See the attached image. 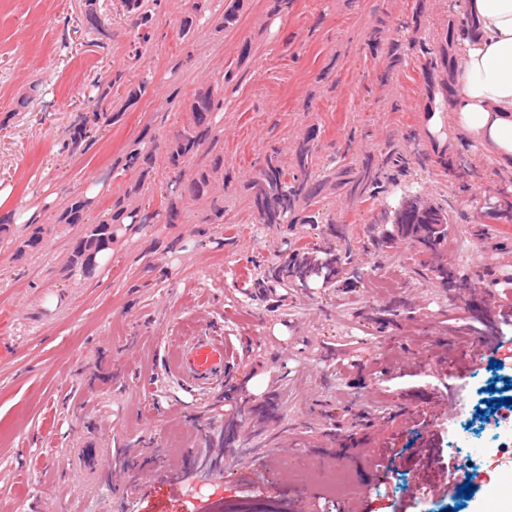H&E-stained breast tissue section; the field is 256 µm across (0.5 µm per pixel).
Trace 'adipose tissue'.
Returning a JSON list of instances; mask_svg holds the SVG:
<instances>
[{
    "mask_svg": "<svg viewBox=\"0 0 512 512\" xmlns=\"http://www.w3.org/2000/svg\"><path fill=\"white\" fill-rule=\"evenodd\" d=\"M479 21L458 39L459 82L451 110L466 139L512 162V0H467Z\"/></svg>",
    "mask_w": 512,
    "mask_h": 512,
    "instance_id": "adipose-tissue-1",
    "label": "adipose tissue"
}]
</instances>
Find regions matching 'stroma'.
<instances>
[{
  "label": "stroma",
  "mask_w": 512,
  "mask_h": 512,
  "mask_svg": "<svg viewBox=\"0 0 512 512\" xmlns=\"http://www.w3.org/2000/svg\"><path fill=\"white\" fill-rule=\"evenodd\" d=\"M193 3L162 0L137 57L120 0H0L1 211L48 224L85 199V220L96 223L137 185V206L157 210L174 170L159 153L127 167V153L181 126L186 103L229 69L224 110L185 170L220 153L240 184L224 197L223 223L200 224L197 202L177 224L123 225L88 276L67 267L81 226L25 255L0 243V512H131L164 500L162 472L181 456L219 512H331L311 475L343 471L329 451L354 440L397 452L359 492L368 512H392L398 499L408 512H512L486 464L475 467L471 497L409 496L440 478L412 464L422 448L512 467L488 393L512 380V327L499 314L512 293L497 284L512 273V171L453 127L456 79L407 77L421 37L465 25L466 11L449 12L448 0H244L222 29L229 0H205L197 14ZM191 14L197 29L181 38ZM135 85L142 91L128 99ZM99 105L107 122L72 145ZM431 112L440 125L430 126ZM309 134L323 176L409 143L428 155L398 181L447 209L440 256L458 288L435 278L417 244L370 249L372 210L330 183L311 207L314 223L294 234L256 222L242 182L272 152L292 162ZM461 153L479 172L464 184L444 166ZM331 224L348 236L361 280L253 295L251 279L286 257L293 236L317 242ZM199 335L223 337L233 352L209 388L166 370L170 350ZM485 336L499 351L470 360L466 340ZM84 448L96 449L94 464ZM275 450L288 479L242 496L249 470ZM148 466L161 472L155 481L144 478Z\"/></svg>",
  "instance_id": "1"
}]
</instances>
